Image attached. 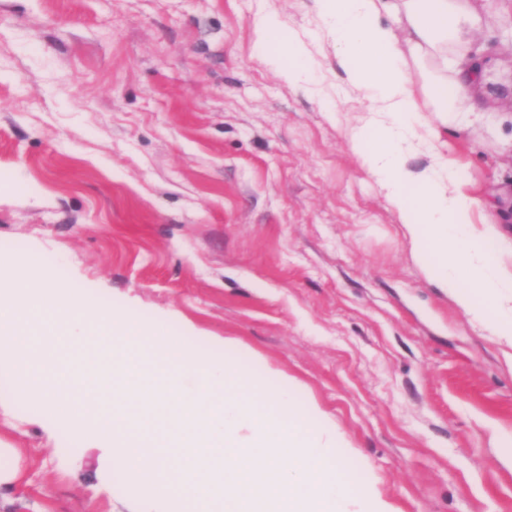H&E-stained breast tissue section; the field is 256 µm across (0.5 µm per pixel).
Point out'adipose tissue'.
Returning a JSON list of instances; mask_svg holds the SVG:
<instances>
[{"mask_svg": "<svg viewBox=\"0 0 512 512\" xmlns=\"http://www.w3.org/2000/svg\"><path fill=\"white\" fill-rule=\"evenodd\" d=\"M336 51V65L366 102L348 128L353 152L397 212L416 263L491 340L512 349V271L474 233L480 204L454 161L431 153L424 168L408 157L429 150L438 126L462 125L483 111L469 96L487 81L491 47L477 40L489 23L478 0H312ZM262 60L288 83L308 78L306 45L277 12L258 23Z\"/></svg>", "mask_w": 512, "mask_h": 512, "instance_id": "obj_1", "label": "adipose tissue"}]
</instances>
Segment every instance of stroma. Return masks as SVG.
Listing matches in <instances>:
<instances>
[{
    "label": "stroma",
    "instance_id": "obj_1",
    "mask_svg": "<svg viewBox=\"0 0 512 512\" xmlns=\"http://www.w3.org/2000/svg\"><path fill=\"white\" fill-rule=\"evenodd\" d=\"M272 8L308 88L260 59ZM511 86L509 50L481 89L496 110L435 144L476 197L512 199ZM363 110L310 0H0V255L233 338L336 421L397 512H512V365L413 262L347 144ZM14 388L0 438L26 481L0 512H128L142 487Z\"/></svg>",
    "mask_w": 512,
    "mask_h": 512
}]
</instances>
